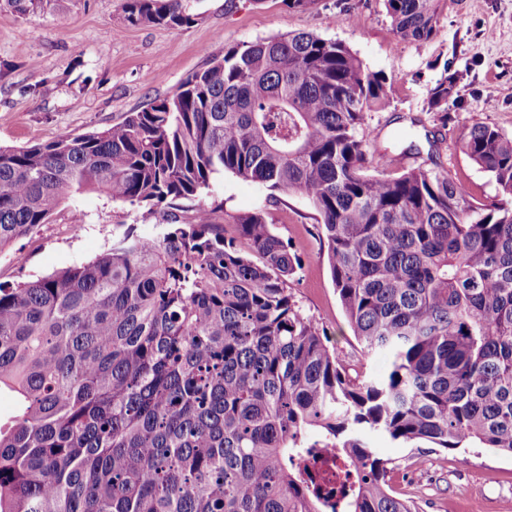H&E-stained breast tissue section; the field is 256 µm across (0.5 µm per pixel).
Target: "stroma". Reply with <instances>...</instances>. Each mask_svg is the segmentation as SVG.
Masks as SVG:
<instances>
[{"label": "stroma", "mask_w": 512, "mask_h": 512, "mask_svg": "<svg viewBox=\"0 0 512 512\" xmlns=\"http://www.w3.org/2000/svg\"><path fill=\"white\" fill-rule=\"evenodd\" d=\"M124 0H44L25 14L0 7V146L23 147L103 129L153 101L173 95L193 71L225 48L308 32L342 42L370 71L385 76L390 104L369 113L368 169L384 174L382 154L404 166L440 161L476 201L498 196L496 183L456 145L476 124L512 135V0H442L427 41L397 38L384 0H316L305 11L283 0H183L192 24L168 28L130 24ZM456 75L447 117L430 111L429 91ZM436 148H429L428 139ZM74 203L84 226L67 212L34 234L0 249V282L19 284L86 263L128 227L147 234L161 212L97 194ZM221 206L225 237L233 218L264 213L290 241L302 265L288 287L303 313L323 328L350 372L379 374L382 356L353 336L318 236L320 217L295 193H270L232 173L212 178L196 197L178 203L189 217L198 205ZM377 446L388 459L386 481L416 512H512V456L490 448H436L428 443Z\"/></svg>", "instance_id": "1"}]
</instances>
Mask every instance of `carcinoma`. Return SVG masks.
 I'll return each mask as SVG.
<instances>
[{
	"label": "carcinoma",
	"mask_w": 512,
	"mask_h": 512,
	"mask_svg": "<svg viewBox=\"0 0 512 512\" xmlns=\"http://www.w3.org/2000/svg\"><path fill=\"white\" fill-rule=\"evenodd\" d=\"M441 0H385L425 41ZM132 23L194 22L182 0H125ZM446 81L430 111L448 123ZM385 77L299 32L224 50L102 130L0 147V248L87 191L158 209L224 171L305 197L353 336L388 369L351 376L288 291L300 265L261 213L170 211L93 261L0 284V512H324L320 448L354 475L342 512H413L374 435L512 455V136L459 144L500 198L443 166L366 172Z\"/></svg>",
	"instance_id": "1"
}]
</instances>
